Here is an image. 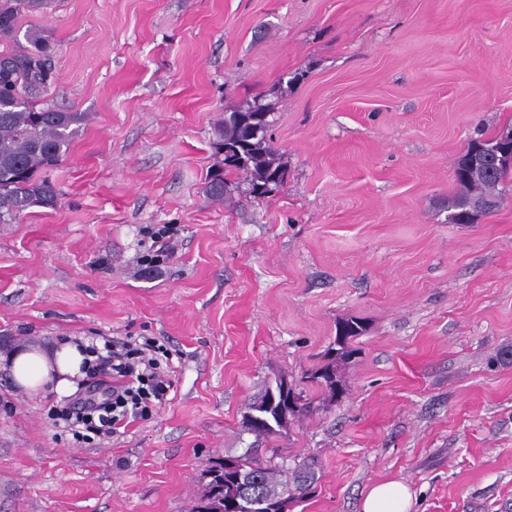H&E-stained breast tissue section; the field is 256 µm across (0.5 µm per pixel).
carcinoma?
Masks as SVG:
<instances>
[{
    "mask_svg": "<svg viewBox=\"0 0 512 512\" xmlns=\"http://www.w3.org/2000/svg\"><path fill=\"white\" fill-rule=\"evenodd\" d=\"M53 2L0 0V224L17 221L32 207L56 202L55 186L41 173L67 155L73 138L88 121L84 112L38 106L55 83L53 47L46 30L36 25L19 37L18 22L24 16L46 13ZM273 111V103L260 97L243 108L224 113V121L215 129L213 147L219 154L226 144L236 146L241 157L235 164L210 171L206 186L210 196H224L233 175L252 186L267 175L282 171L266 140L270 121H264L259 134L248 141L240 135L241 117L270 115ZM453 176L459 192L451 209L459 208L466 200L480 199L489 214L499 207L506 185L512 184V165L492 164L485 177L472 180L465 175V161L460 156L455 160ZM365 331L358 319L343 321L327 356L350 360L356 354L352 342ZM237 460L253 493L264 500L275 501L286 490L301 499L317 481L312 459H304L289 470L261 460L248 449ZM210 474L213 478L206 484L194 512H224V471L212 470Z\"/></svg>",
    "mask_w": 512,
    "mask_h": 512,
    "instance_id": "1",
    "label": "carcinoma"
}]
</instances>
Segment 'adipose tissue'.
<instances>
[{
    "label": "adipose tissue",
    "instance_id": "adipose-tissue-1",
    "mask_svg": "<svg viewBox=\"0 0 512 512\" xmlns=\"http://www.w3.org/2000/svg\"><path fill=\"white\" fill-rule=\"evenodd\" d=\"M91 355L84 343L56 347H23L0 358L12 381L37 394L52 391L67 395L76 378L81 377ZM413 495L403 482L392 480L373 484L365 494L361 512H411Z\"/></svg>",
    "mask_w": 512,
    "mask_h": 512
}]
</instances>
